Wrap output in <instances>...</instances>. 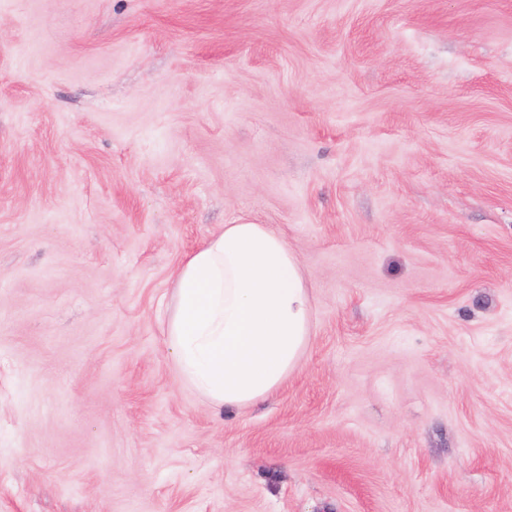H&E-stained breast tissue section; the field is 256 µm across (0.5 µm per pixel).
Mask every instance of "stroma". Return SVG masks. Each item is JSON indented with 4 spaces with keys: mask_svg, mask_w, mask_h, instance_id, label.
<instances>
[{
    "mask_svg": "<svg viewBox=\"0 0 512 512\" xmlns=\"http://www.w3.org/2000/svg\"><path fill=\"white\" fill-rule=\"evenodd\" d=\"M265 224L300 367L163 329ZM0 512H512V0H0ZM300 264L265 224H227L180 264L165 325L181 382L216 409L276 391L310 339Z\"/></svg>",
    "mask_w": 512,
    "mask_h": 512,
    "instance_id": "stroma-1",
    "label": "stroma"
}]
</instances>
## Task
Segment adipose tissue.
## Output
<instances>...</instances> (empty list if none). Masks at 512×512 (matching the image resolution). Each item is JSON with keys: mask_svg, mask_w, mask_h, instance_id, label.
Listing matches in <instances>:
<instances>
[{"mask_svg": "<svg viewBox=\"0 0 512 512\" xmlns=\"http://www.w3.org/2000/svg\"><path fill=\"white\" fill-rule=\"evenodd\" d=\"M300 264L264 224H227L180 264L165 325L181 382L232 410L276 391L310 339Z\"/></svg>", "mask_w": 512, "mask_h": 512, "instance_id": "adipose-tissue-1", "label": "adipose tissue"}]
</instances>
